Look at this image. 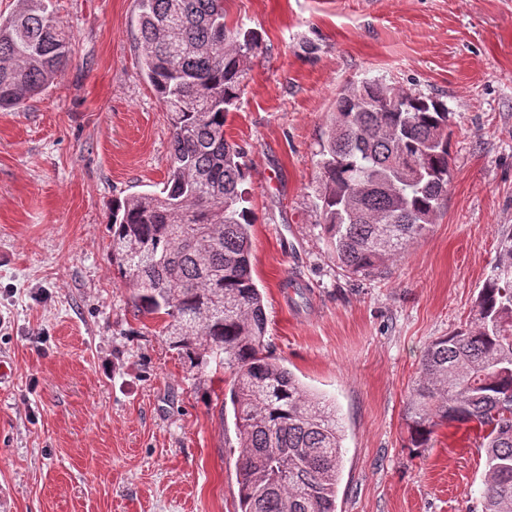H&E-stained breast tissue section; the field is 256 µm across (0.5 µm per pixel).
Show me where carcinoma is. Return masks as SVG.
<instances>
[{
    "label": "carcinoma",
    "instance_id": "1",
    "mask_svg": "<svg viewBox=\"0 0 512 512\" xmlns=\"http://www.w3.org/2000/svg\"><path fill=\"white\" fill-rule=\"evenodd\" d=\"M0 21V110L64 71L70 35L51 0H22ZM141 74L172 129L158 191L112 201V265L137 311L164 317L169 345L202 369L230 370L240 512H336L344 430L336 406L266 350L263 294L251 274L245 164L224 126L238 108L251 29L224 0H140ZM449 112L379 80L341 90L321 145L323 234L348 273L373 275L435 223L448 193ZM408 447L442 425L472 424L486 448L481 512H512V232L469 324L426 348L409 389Z\"/></svg>",
    "mask_w": 512,
    "mask_h": 512
}]
</instances>
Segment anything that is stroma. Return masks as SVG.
<instances>
[{
	"instance_id": "obj_1",
	"label": "stroma",
	"mask_w": 512,
	"mask_h": 512,
	"mask_svg": "<svg viewBox=\"0 0 512 512\" xmlns=\"http://www.w3.org/2000/svg\"><path fill=\"white\" fill-rule=\"evenodd\" d=\"M65 73L0 111V512H240L228 372L190 368L112 267L113 199L160 189L166 112L138 0H53ZM259 35L227 138L244 154L266 343L335 401L336 512H477L463 425L407 441L428 343L469 322L512 229V0H224ZM379 80L449 110L451 181L425 238L371 276L331 258L320 149L337 92Z\"/></svg>"
}]
</instances>
